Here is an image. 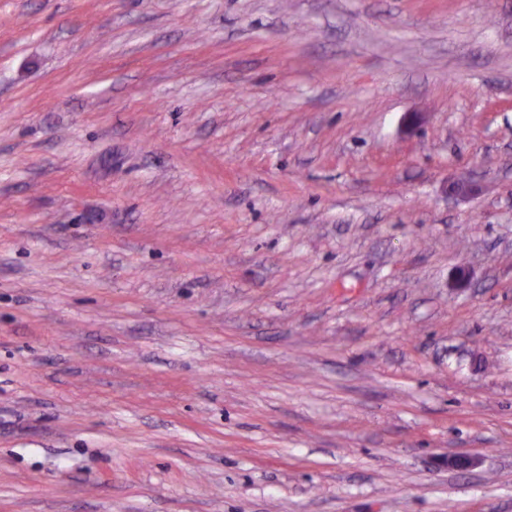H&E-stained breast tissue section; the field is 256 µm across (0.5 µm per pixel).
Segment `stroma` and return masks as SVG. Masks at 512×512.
Masks as SVG:
<instances>
[{
    "instance_id": "stroma-1",
    "label": "stroma",
    "mask_w": 512,
    "mask_h": 512,
    "mask_svg": "<svg viewBox=\"0 0 512 512\" xmlns=\"http://www.w3.org/2000/svg\"><path fill=\"white\" fill-rule=\"evenodd\" d=\"M0 512H512V0H0Z\"/></svg>"
}]
</instances>
